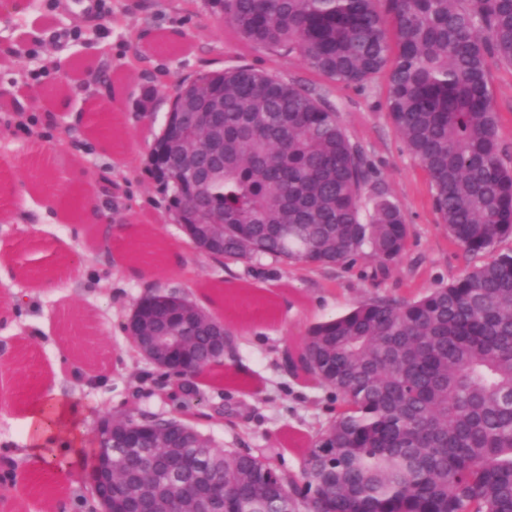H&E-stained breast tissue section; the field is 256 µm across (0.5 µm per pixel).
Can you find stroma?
<instances>
[{"label": "stroma", "mask_w": 512, "mask_h": 512, "mask_svg": "<svg viewBox=\"0 0 512 512\" xmlns=\"http://www.w3.org/2000/svg\"><path fill=\"white\" fill-rule=\"evenodd\" d=\"M21 2L0 19V168L11 170L17 216L16 223H0V241L61 245L69 264L53 268V288L0 318V340L32 339L34 358L13 365L19 385L60 362L58 390L83 409L87 460L105 416L131 407L177 414L180 404L163 395L169 377L132 352L122 324L145 292L180 291L231 322L235 345L222 377L202 385L192 425L220 446L265 455L278 469L299 474L304 448L328 423L333 403L327 389L283 369L282 351L361 300L400 298L411 289L421 294L484 261L449 243L429 178L388 116L385 76L363 85L335 83L297 56L246 45L225 27L218 0H107L101 18L78 11L71 0ZM77 60L91 74L74 72ZM241 65L322 91L335 105L373 183L406 213L410 235L399 259L384 267L366 258L350 268L312 269L268 257L221 262L188 242L148 172L149 148L178 81ZM489 83L502 161L511 168L512 66L490 62ZM100 98L123 117L107 140L89 129L92 103ZM43 169L66 219L28 194ZM76 196L91 197L100 215L129 229L128 245L136 244V230H149L167 248L166 262L137 274L113 260L98 225L70 211ZM25 227L31 238L23 237ZM93 371L100 379L92 384ZM25 451L22 426L0 408V487L15 490L16 474L30 464Z\"/></svg>", "instance_id": "1"}]
</instances>
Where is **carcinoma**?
Returning <instances> with one entry per match:
<instances>
[{
    "instance_id": "obj_1",
    "label": "carcinoma",
    "mask_w": 512,
    "mask_h": 512,
    "mask_svg": "<svg viewBox=\"0 0 512 512\" xmlns=\"http://www.w3.org/2000/svg\"><path fill=\"white\" fill-rule=\"evenodd\" d=\"M224 24L244 42L297 55L332 81L362 84L387 73L386 108L427 173L448 237L467 255L512 236V169L501 160L489 62L512 65V0H222ZM392 17L390 40L383 14ZM199 108H224V163L207 168L211 210L186 224L224 222L219 259L270 257L286 265L354 266L400 258L404 210L376 186L336 109L321 94L248 66L199 73ZM184 145L205 162L206 131L186 124ZM162 145L149 172L180 206L197 188L170 178ZM143 306L179 309L176 291ZM194 336L201 376L224 365L207 331ZM284 367L331 391L336 413L294 479L258 456L197 432L183 455L205 456L224 480V512H512V253H499L417 298H370L318 323L282 353ZM200 388L173 384L194 407ZM127 454L143 465L136 493L158 475V512H198L180 480L148 467L189 427L140 410Z\"/></svg>"
}]
</instances>
